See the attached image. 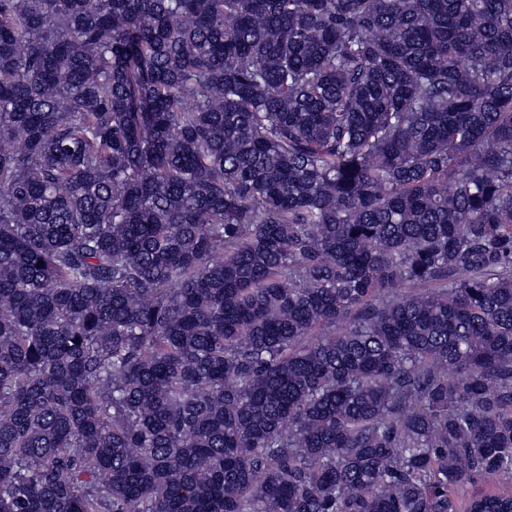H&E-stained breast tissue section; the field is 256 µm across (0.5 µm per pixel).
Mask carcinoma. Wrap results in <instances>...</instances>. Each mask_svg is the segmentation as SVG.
<instances>
[{"mask_svg": "<svg viewBox=\"0 0 512 512\" xmlns=\"http://www.w3.org/2000/svg\"><path fill=\"white\" fill-rule=\"evenodd\" d=\"M511 481L512 0H0V512Z\"/></svg>", "mask_w": 512, "mask_h": 512, "instance_id": "obj_1", "label": "carcinoma"}]
</instances>
